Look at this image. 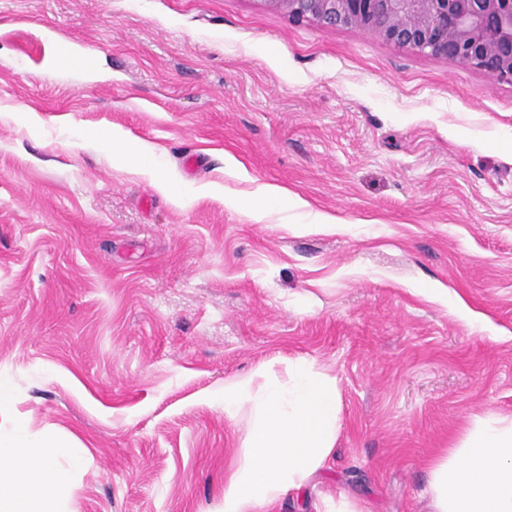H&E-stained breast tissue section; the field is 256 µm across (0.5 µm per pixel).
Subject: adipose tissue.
Wrapping results in <instances>:
<instances>
[{"instance_id":"obj_1","label":"adipose tissue","mask_w":512,"mask_h":512,"mask_svg":"<svg viewBox=\"0 0 512 512\" xmlns=\"http://www.w3.org/2000/svg\"><path fill=\"white\" fill-rule=\"evenodd\" d=\"M224 411L250 410L252 426L242 454L224 475L214 512H277L282 499L306 487L330 460L340 429L341 395L335 375L300 360L287 379L263 374L226 382ZM68 459L69 469L56 466ZM83 458L74 438L32 433L13 419L0 436V512H62L72 472ZM425 490L431 512H512V418L484 415L460 444L433 459ZM55 492L46 499L43 489Z\"/></svg>"}]
</instances>
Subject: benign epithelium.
Masks as SVG:
<instances>
[{
  "instance_id": "obj_1",
  "label": "benign epithelium",
  "mask_w": 512,
  "mask_h": 512,
  "mask_svg": "<svg viewBox=\"0 0 512 512\" xmlns=\"http://www.w3.org/2000/svg\"><path fill=\"white\" fill-rule=\"evenodd\" d=\"M295 22L357 29L383 43L512 84V0H258Z\"/></svg>"
}]
</instances>
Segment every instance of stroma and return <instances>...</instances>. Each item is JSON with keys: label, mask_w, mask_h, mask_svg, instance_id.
<instances>
[{"label": "stroma", "mask_w": 512, "mask_h": 512, "mask_svg": "<svg viewBox=\"0 0 512 512\" xmlns=\"http://www.w3.org/2000/svg\"><path fill=\"white\" fill-rule=\"evenodd\" d=\"M262 184L306 208L224 201ZM297 359L341 427L279 512H429L428 460L512 415V85L257 0H0V435L82 442L76 512H213L215 392Z\"/></svg>", "instance_id": "35a3bbf8"}]
</instances>
